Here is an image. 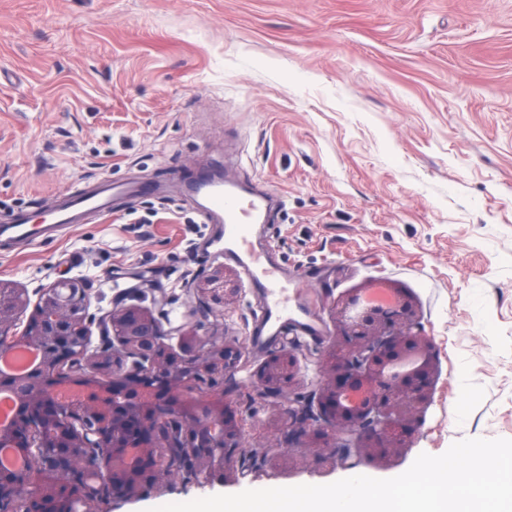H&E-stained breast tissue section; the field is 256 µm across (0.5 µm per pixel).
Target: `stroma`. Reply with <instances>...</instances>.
Listing matches in <instances>:
<instances>
[{
  "label": "stroma",
  "mask_w": 512,
  "mask_h": 512,
  "mask_svg": "<svg viewBox=\"0 0 512 512\" xmlns=\"http://www.w3.org/2000/svg\"><path fill=\"white\" fill-rule=\"evenodd\" d=\"M208 168L282 199L252 240L297 279L293 305L322 337L250 348L263 297L216 257L196 197L172 190ZM106 181L150 191L1 243L0 282L89 277L105 309L156 278L178 321L185 288L223 266L229 291L203 329L248 348L234 394L247 453L272 445L283 412L256 396L259 363L293 349L307 385L336 306L375 284L412 300L437 374L388 456L347 470L304 447L104 512L392 478L458 440L512 439V0H0V224Z\"/></svg>",
  "instance_id": "35a3bbf8"
}]
</instances>
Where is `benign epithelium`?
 <instances>
[{
	"mask_svg": "<svg viewBox=\"0 0 512 512\" xmlns=\"http://www.w3.org/2000/svg\"><path fill=\"white\" fill-rule=\"evenodd\" d=\"M224 283L222 267L196 277L179 323L156 278L95 313L89 279L43 287L33 306L26 289L0 284V354L32 348L40 355L21 375L0 372V391L16 400L0 447L29 460L23 470L0 468V512H99L107 499L145 498L177 481L204 487L224 480L233 463L256 465L242 458L241 421L225 387L243 349L222 333L198 334L212 305L224 302ZM387 294L386 307L344 315V344L326 348L305 406L284 410L281 437L265 457L285 459L306 444L354 468L363 450L384 456L407 436L435 363L410 299L396 288ZM404 356L418 365L388 374ZM299 370L293 350L283 351L261 364L255 388L289 403ZM347 395L360 397L357 409L344 408Z\"/></svg>",
	"mask_w": 512,
	"mask_h": 512,
	"instance_id": "7a95c632",
	"label": "benign epithelium"
}]
</instances>
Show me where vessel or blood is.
<instances>
[{
    "instance_id": "vessel-or-blood-1",
    "label": "vessel or blood",
    "mask_w": 512,
    "mask_h": 512,
    "mask_svg": "<svg viewBox=\"0 0 512 512\" xmlns=\"http://www.w3.org/2000/svg\"><path fill=\"white\" fill-rule=\"evenodd\" d=\"M123 185H110L98 193L78 194L71 198L67 207L53 210L47 224L30 223L26 217H18L13 223L0 225V239L7 241H33L61 224H71L80 211L105 212L110 208L113 195L126 193ZM207 200L213 211L224 215V247L226 257L236 259L248 278L262 289L265 295L256 343H265L274 337L288 320V289L282 285L280 269L271 264L263 253L257 252L251 243L250 232L266 212V199L262 195L246 193L234 185L207 189Z\"/></svg>"
}]
</instances>
